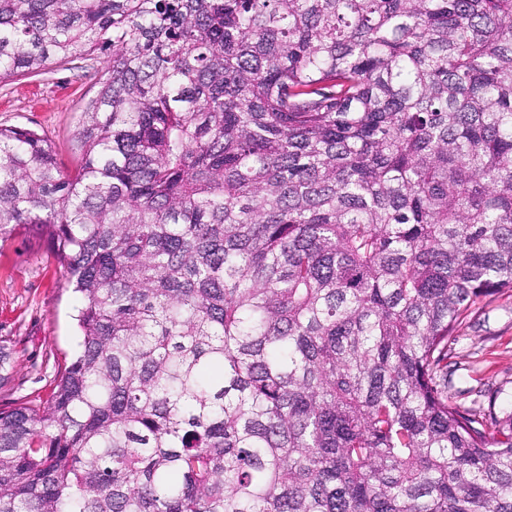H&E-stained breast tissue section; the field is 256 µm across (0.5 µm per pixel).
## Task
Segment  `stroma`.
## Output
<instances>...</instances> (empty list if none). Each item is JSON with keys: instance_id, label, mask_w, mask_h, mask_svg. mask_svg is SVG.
Here are the masks:
<instances>
[{"instance_id": "1", "label": "stroma", "mask_w": 512, "mask_h": 512, "mask_svg": "<svg viewBox=\"0 0 512 512\" xmlns=\"http://www.w3.org/2000/svg\"><path fill=\"white\" fill-rule=\"evenodd\" d=\"M108 64L96 52L50 61L40 76L0 80V125L46 133L59 160L75 165L74 132ZM80 304L69 275L38 238L18 231L0 244V347L11 352L1 401L48 398L65 360L77 351L73 316ZM448 392L463 407L492 396L512 409V292L477 301L450 346Z\"/></svg>"}]
</instances>
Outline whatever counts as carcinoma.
<instances>
[{"mask_svg": "<svg viewBox=\"0 0 512 512\" xmlns=\"http://www.w3.org/2000/svg\"><path fill=\"white\" fill-rule=\"evenodd\" d=\"M96 50L73 170L0 126V242L82 298L0 512H512V410L448 395L512 291V0H0V79Z\"/></svg>", "mask_w": 512, "mask_h": 512, "instance_id": "obj_1", "label": "carcinoma"}]
</instances>
